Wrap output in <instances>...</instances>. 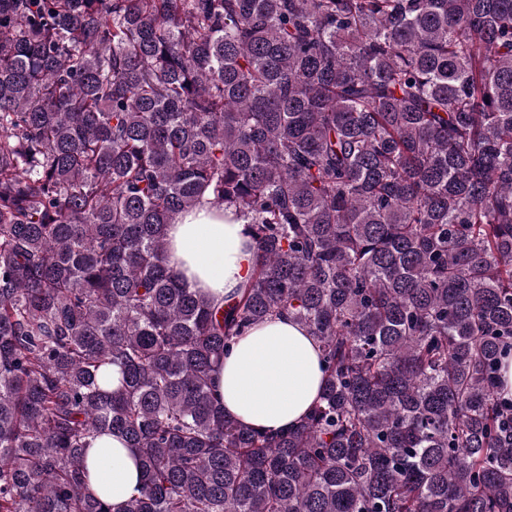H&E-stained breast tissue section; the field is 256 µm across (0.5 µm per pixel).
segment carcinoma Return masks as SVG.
Wrapping results in <instances>:
<instances>
[{
  "mask_svg": "<svg viewBox=\"0 0 512 512\" xmlns=\"http://www.w3.org/2000/svg\"><path fill=\"white\" fill-rule=\"evenodd\" d=\"M252 240L217 305L171 265L204 196ZM287 314L299 425L212 378ZM512 0H0V512H512ZM121 377L112 385V366ZM111 458L112 468L108 465ZM88 468L89 488L109 502L114 512L138 493L141 474L136 453L120 436L112 434L98 439L89 452Z\"/></svg>",
  "mask_w": 512,
  "mask_h": 512,
  "instance_id": "1",
  "label": "carcinoma"
}]
</instances>
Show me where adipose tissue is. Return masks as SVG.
I'll return each mask as SVG.
<instances>
[{
	"label": "adipose tissue",
	"instance_id": "ef3b65f1",
	"mask_svg": "<svg viewBox=\"0 0 512 512\" xmlns=\"http://www.w3.org/2000/svg\"><path fill=\"white\" fill-rule=\"evenodd\" d=\"M177 272L214 302L244 286L252 241L233 211L201 201L167 231ZM320 351L307 330L288 317L253 326L226 356L214 386L227 416L256 429L278 431L301 423L318 399ZM89 487L114 512L137 494L141 474L134 449L117 435L97 440L88 455Z\"/></svg>",
	"mask_w": 512,
	"mask_h": 512
}]
</instances>
